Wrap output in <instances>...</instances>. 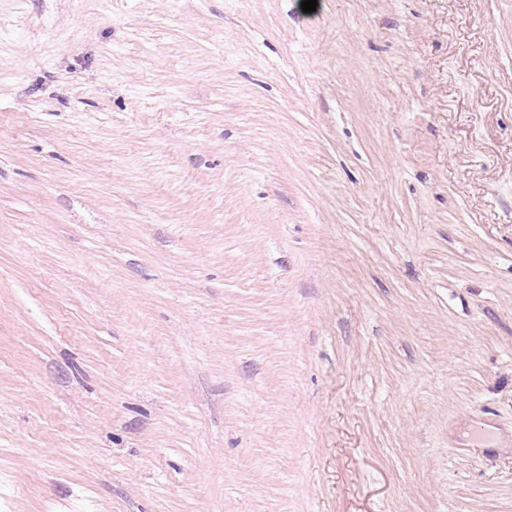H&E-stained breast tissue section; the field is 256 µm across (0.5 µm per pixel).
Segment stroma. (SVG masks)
Wrapping results in <instances>:
<instances>
[{"label": "stroma", "mask_w": 512, "mask_h": 512, "mask_svg": "<svg viewBox=\"0 0 512 512\" xmlns=\"http://www.w3.org/2000/svg\"><path fill=\"white\" fill-rule=\"evenodd\" d=\"M0 0V512H512V0Z\"/></svg>", "instance_id": "35a3bbf8"}]
</instances>
